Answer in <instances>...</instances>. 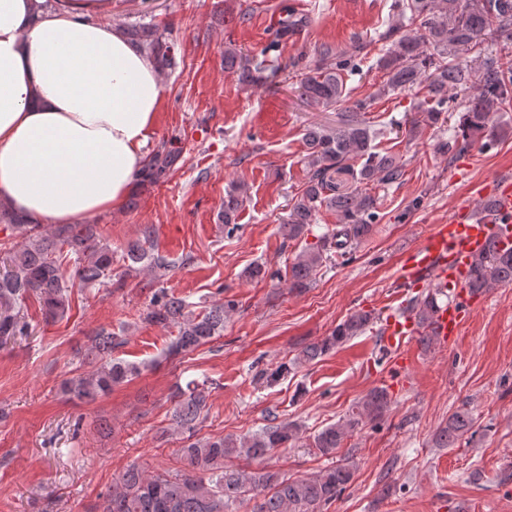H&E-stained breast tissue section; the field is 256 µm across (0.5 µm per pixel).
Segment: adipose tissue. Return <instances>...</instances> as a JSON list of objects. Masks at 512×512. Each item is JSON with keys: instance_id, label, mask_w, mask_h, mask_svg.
Wrapping results in <instances>:
<instances>
[{"instance_id": "ef3b65f1", "label": "adipose tissue", "mask_w": 512, "mask_h": 512, "mask_svg": "<svg viewBox=\"0 0 512 512\" xmlns=\"http://www.w3.org/2000/svg\"><path fill=\"white\" fill-rule=\"evenodd\" d=\"M0 0V203L36 224L121 208L144 165L158 69L117 28L112 0Z\"/></svg>"}]
</instances>
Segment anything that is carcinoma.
I'll return each instance as SVG.
<instances>
[{
  "mask_svg": "<svg viewBox=\"0 0 512 512\" xmlns=\"http://www.w3.org/2000/svg\"><path fill=\"white\" fill-rule=\"evenodd\" d=\"M399 22L392 28L389 45L383 49L378 67L385 80L368 100L337 113L336 128L307 129L305 164L307 178L303 189L292 198L288 222L281 225L284 241L304 235L317 213L332 211L338 221L331 231L318 237L296 254L289 270V284L306 288L328 254L340 256L352 250L377 229L380 215L373 189L398 183L405 174L400 158L379 151L372 142L375 133L365 119L375 97L422 86L424 101L406 120L407 137L414 138L423 127L440 126L448 112L450 91L474 89L464 101L455 134L438 145L452 157L470 144L493 145L506 131L493 123L492 116L512 107V0H402ZM131 43L162 67L176 65L174 43L150 27L131 25L125 29ZM494 37L502 43L499 55L480 63V70L463 63L461 55L480 57L484 43ZM268 49L245 54L228 46L224 49V68L240 84L256 86L276 70L266 63ZM348 60L336 57L319 59L315 67L302 74L300 89L306 100L340 106L348 91L344 71ZM181 159V150L161 146L145 162L140 183L155 184L167 178ZM345 172L352 178L348 187L336 183L334 174ZM247 198V189L234 185L224 196V223H235ZM0 224L4 229H20V241H0V348L33 333L24 313V303L37 300L44 318L51 321L68 316L70 300L64 283L63 264L75 256V275L86 284L103 282L112 276V247L105 243L96 224H61L46 233L38 224H29L19 214L0 204ZM123 263L132 270L139 264L155 273V280L166 276L170 264L163 257L135 242L125 249ZM512 285V248L501 251L490 247L474 261L468 288L484 294L497 287ZM442 290L435 288L410 301L408 312L419 320L421 342L433 343L426 331L440 304ZM182 296L167 288L153 290L143 320L174 326L177 335L166 356L176 358L191 353L220 338L224 318L235 308L232 300L209 307L202 313L187 310ZM377 316L357 311L344 319L323 339L305 346L292 365L282 364L269 380L276 381L293 368L312 362L373 328ZM124 339L102 329L93 336L82 363L91 370L63 383L64 391L94 402L113 388L128 383L142 372V366L112 355ZM209 391L205 384L189 381L177 386L173 395L172 421L177 432L186 435L179 449L181 470L174 475L151 474L136 464L128 465L115 479L104 497L100 512H237L245 501L251 512H322L347 487L353 478L352 465L338 464L318 475L289 478L267 468L246 469L226 464L231 458L260 459L276 448H286L301 439V426L293 422L268 425L244 438L198 437ZM392 400L387 389H371L347 417L331 424L312 437L309 446L324 456L336 454L345 439L367 423L381 421L390 411ZM474 420L465 410L448 417L435 435L440 448L455 446L472 432Z\"/></svg>",
  "mask_w": 512,
  "mask_h": 512,
  "instance_id": "carcinoma-1",
  "label": "carcinoma"
}]
</instances>
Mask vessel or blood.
<instances>
[{
    "instance_id": "vessel-or-blood-1",
    "label": "vessel or blood",
    "mask_w": 512,
    "mask_h": 512,
    "mask_svg": "<svg viewBox=\"0 0 512 512\" xmlns=\"http://www.w3.org/2000/svg\"><path fill=\"white\" fill-rule=\"evenodd\" d=\"M477 194L491 201L490 218L475 215L469 206H457L448 221L433 225L421 243L405 251L398 268L399 287L431 284L455 290V298L438 308L429 327L442 347L457 336L473 312L475 296L466 283L474 259L491 246L512 248V179L478 185ZM420 330L406 312L388 320L385 343L393 354V375H404L415 364L414 343Z\"/></svg>"
}]
</instances>
